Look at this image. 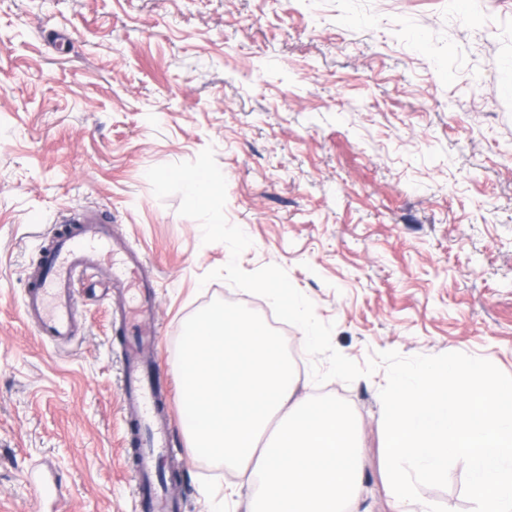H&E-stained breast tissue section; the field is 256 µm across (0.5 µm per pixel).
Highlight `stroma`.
<instances>
[{"instance_id": "35a3bbf8", "label": "stroma", "mask_w": 512, "mask_h": 512, "mask_svg": "<svg viewBox=\"0 0 512 512\" xmlns=\"http://www.w3.org/2000/svg\"><path fill=\"white\" fill-rule=\"evenodd\" d=\"M213 147L247 272L283 268L358 364L461 352L512 375V0H0V512H141L121 399L124 306L108 270L78 286L80 331L39 335L24 300L71 211L145 255L151 378L173 414L182 512H246L238 472L194 456L177 345L220 299L270 309L208 272L230 259L158 199L150 167ZM284 335L302 397L356 416L361 512H396L385 481L384 370L315 384ZM38 468L58 488L28 484ZM465 469L420 497L472 512Z\"/></svg>"}]
</instances>
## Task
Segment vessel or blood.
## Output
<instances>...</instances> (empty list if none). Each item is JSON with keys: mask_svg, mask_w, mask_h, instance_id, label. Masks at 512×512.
Here are the masks:
<instances>
[{"mask_svg": "<svg viewBox=\"0 0 512 512\" xmlns=\"http://www.w3.org/2000/svg\"><path fill=\"white\" fill-rule=\"evenodd\" d=\"M75 228L58 236L43 257V273L28 290L24 313L42 336L65 340L75 333L77 284L100 267L99 251L120 252L124 262L112 274L111 286L116 294H123L128 278H135L141 286L144 302L131 321L134 335H151L153 291L151 282L143 275L144 260L134 251L112 238L106 227L91 226L88 218L76 214L71 218ZM129 379L123 390V400L135 417L151 419L154 432L148 439L149 452L138 459L141 490L144 494V512H176L178 504L173 499L154 495L152 492L158 463L165 459L169 446L170 422L162 415L157 390L152 384L143 383L145 371L139 355H132L128 363Z\"/></svg>", "mask_w": 512, "mask_h": 512, "instance_id": "1", "label": "vessel or blood"}]
</instances>
